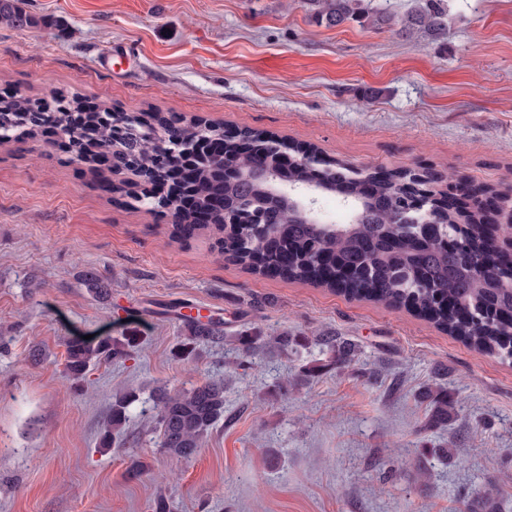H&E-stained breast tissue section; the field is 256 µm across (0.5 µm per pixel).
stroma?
<instances>
[{
	"label": "stroma",
	"instance_id": "1",
	"mask_svg": "<svg viewBox=\"0 0 512 512\" xmlns=\"http://www.w3.org/2000/svg\"><path fill=\"white\" fill-rule=\"evenodd\" d=\"M365 2L390 23L330 26L304 0H23L37 22L0 21V93L260 129L351 170L427 168L511 198L512 0H444L438 36L401 27L418 0ZM144 189L59 144L0 142V512H153L161 493L172 512H488L476 496L490 482L512 512V364L406 311L252 274L212 229L175 239L132 204ZM189 318L329 331L354 352L289 391L317 347L234 369L210 344L190 361L175 350ZM85 335L139 345L76 383L66 343ZM207 379L224 382V421L173 462L141 401ZM436 381L459 413L425 430ZM123 388L141 400L105 448Z\"/></svg>",
	"mask_w": 512,
	"mask_h": 512
}]
</instances>
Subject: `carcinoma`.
I'll return each instance as SVG.
<instances>
[{
	"mask_svg": "<svg viewBox=\"0 0 512 512\" xmlns=\"http://www.w3.org/2000/svg\"><path fill=\"white\" fill-rule=\"evenodd\" d=\"M19 0H0V20L22 28L35 23L18 5ZM315 17L338 26L350 20L382 25L390 21L374 15L363 0H306ZM445 10L437 0L406 16L404 28L440 35L445 30ZM54 131L67 139L70 152L80 160L109 159L115 169L139 176L148 171L150 184L182 181L183 194L194 198L197 208H210L209 224L220 234L216 246L224 256L258 274L298 282H317L328 288L343 285L342 292L371 300L392 309L412 311L439 329L455 336L474 350L512 364V253L501 251L485 237L482 210L467 215L449 211L438 215L444 225L440 233L452 236L456 222L467 221L464 238L448 250L433 238L415 246L411 233L413 218L420 213L401 211L403 171L375 180V173L353 171L326 162L313 150L278 140L269 134L244 129L240 137L251 148L242 153L237 145H224L212 152L209 143L224 138V126L201 125L166 116L161 112L129 114L109 108L87 112L77 97L66 101V109L43 111L41 100L23 96L0 97V136L9 140L19 133L37 138ZM291 163L283 172L290 184H324L338 196L362 195L370 182L373 191L358 211V220L348 224H296L284 201L275 209L264 185L240 181L226 175L224 168L249 170L273 165L283 156ZM142 199L170 216L177 236L191 234L197 227L196 213L178 197L163 200L153 193ZM223 340L237 353L235 367L257 352L272 350L288 355L300 345L296 336L280 333L266 336L224 334L223 323L189 320L184 325L178 351L190 358L200 346ZM316 342L325 358L304 368L314 377L344 365L352 345L334 335L317 334ZM133 338L123 340L81 336L66 344V370L79 381L100 360H119L129 354ZM427 421L444 425L455 414L448 391L440 383L428 386ZM137 400L132 389L115 394L109 417L103 422L101 444L113 440L130 421V407ZM150 400L159 444L176 462L191 459L208 433L224 420V381L207 380L189 390L171 393L156 389Z\"/></svg>",
	"mask_w": 512,
	"mask_h": 512,
	"instance_id": "1",
	"label": "carcinoma"
}]
</instances>
